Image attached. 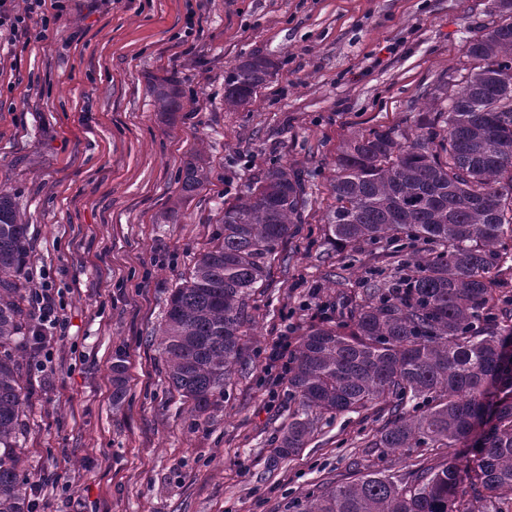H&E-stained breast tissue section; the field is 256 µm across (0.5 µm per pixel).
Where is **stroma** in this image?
<instances>
[{
  "instance_id": "1",
  "label": "stroma",
  "mask_w": 512,
  "mask_h": 512,
  "mask_svg": "<svg viewBox=\"0 0 512 512\" xmlns=\"http://www.w3.org/2000/svg\"><path fill=\"white\" fill-rule=\"evenodd\" d=\"M57 21L0 25V185L29 224L22 293L52 284L64 327L47 367H24L21 446L41 512H295L321 485L355 479L372 422L345 413L276 459L287 386L270 390L275 336L371 265L336 282L311 246L354 130L414 125L430 87L460 68L495 0H62ZM261 54L278 64L248 108H224V75ZM175 79L181 109L155 112L148 85ZM199 151L208 179L165 219L178 171ZM305 171L307 222L248 307L244 364L220 410L194 421L168 390L153 331L169 291L211 236L225 201L262 171ZM129 386L112 406V357Z\"/></svg>"
}]
</instances>
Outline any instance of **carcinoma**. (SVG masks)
I'll use <instances>...</instances> for the list:
<instances>
[{"mask_svg": "<svg viewBox=\"0 0 512 512\" xmlns=\"http://www.w3.org/2000/svg\"><path fill=\"white\" fill-rule=\"evenodd\" d=\"M470 40L471 66L430 90L447 109L415 128L379 126L342 140L321 246H363L376 262L362 291L328 300L288 357L294 408L276 435L277 457L299 453L323 421L373 410L382 424L364 447L455 448L444 462L421 453L402 474L371 471L322 486L300 512H512V0ZM278 64L238 60L224 76V106L248 107ZM154 110L181 109L179 84L149 87ZM184 163L180 206L203 185ZM304 171L278 165L224 201L219 225L170 290L156 344L169 386L195 419L219 409L243 364L249 300L266 286L279 249L305 223ZM28 225L0 189V512H33L35 482L21 453L25 401L17 341L31 333L17 278L28 263ZM128 386L112 361V407ZM467 483L459 490L461 483Z\"/></svg>", "mask_w": 512, "mask_h": 512, "instance_id": "carcinoma-1", "label": "carcinoma"}]
</instances>
